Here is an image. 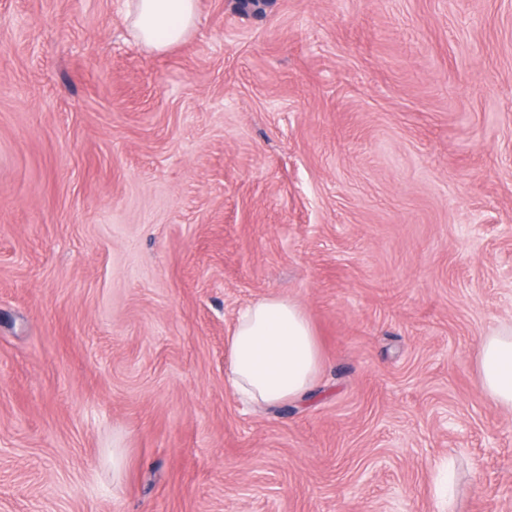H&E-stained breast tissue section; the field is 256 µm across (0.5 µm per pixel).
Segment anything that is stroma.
Returning a JSON list of instances; mask_svg holds the SVG:
<instances>
[{
    "mask_svg": "<svg viewBox=\"0 0 512 512\" xmlns=\"http://www.w3.org/2000/svg\"><path fill=\"white\" fill-rule=\"evenodd\" d=\"M322 345L224 388L238 312ZM512 0H0V512H512ZM122 452L120 471L112 451ZM130 28L143 44L162 52L183 40L197 20L196 0H134ZM224 388L261 405L303 397L322 354L302 307L282 297L253 301L239 313L224 341ZM478 376L491 400L512 407V326L485 336L478 354Z\"/></svg>",
    "mask_w": 512,
    "mask_h": 512,
    "instance_id": "35a3bbf8",
    "label": "stroma"
}]
</instances>
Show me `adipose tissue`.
Here are the masks:
<instances>
[{
    "mask_svg": "<svg viewBox=\"0 0 512 512\" xmlns=\"http://www.w3.org/2000/svg\"><path fill=\"white\" fill-rule=\"evenodd\" d=\"M197 20L196 0H134L129 24L138 39L162 52L183 40ZM224 387L261 405L303 397L322 354L302 307L282 297L253 301L239 313L224 341ZM478 376L484 393L512 407V326L483 339Z\"/></svg>",
    "mask_w": 512,
    "mask_h": 512,
    "instance_id": "1",
    "label": "adipose tissue"
}]
</instances>
